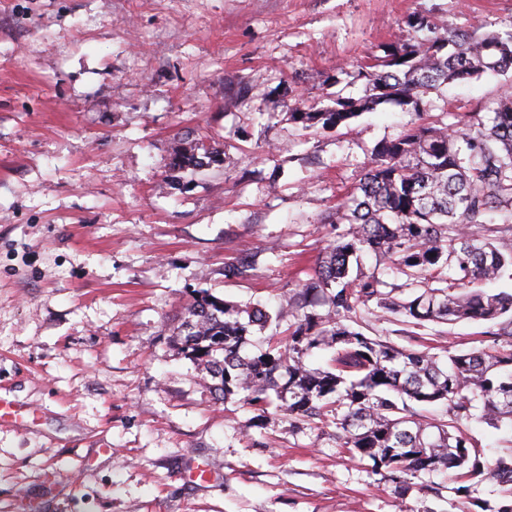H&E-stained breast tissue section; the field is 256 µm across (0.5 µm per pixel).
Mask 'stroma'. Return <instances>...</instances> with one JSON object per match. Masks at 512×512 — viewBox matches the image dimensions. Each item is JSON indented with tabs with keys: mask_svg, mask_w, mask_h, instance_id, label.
<instances>
[{
	"mask_svg": "<svg viewBox=\"0 0 512 512\" xmlns=\"http://www.w3.org/2000/svg\"><path fill=\"white\" fill-rule=\"evenodd\" d=\"M442 30L512 32V0H0V512H497L492 484L395 493L331 429L256 420L175 343L194 293L275 310L312 273L373 148L417 116L378 105L306 131L290 108L364 97L360 67ZM512 70L425 98L455 125ZM205 137L210 168L175 170ZM248 261L249 278L227 277ZM350 325L414 340L376 305ZM486 324H431L432 352L490 350ZM460 428L487 459L512 429Z\"/></svg>",
	"mask_w": 512,
	"mask_h": 512,
	"instance_id": "obj_1",
	"label": "stroma"
}]
</instances>
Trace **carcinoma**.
<instances>
[{"label": "carcinoma", "mask_w": 512, "mask_h": 512, "mask_svg": "<svg viewBox=\"0 0 512 512\" xmlns=\"http://www.w3.org/2000/svg\"><path fill=\"white\" fill-rule=\"evenodd\" d=\"M511 68L512 33L434 31L389 48L360 72L364 97L294 106L288 119L306 130L335 128L383 103L411 106L418 123L374 147L358 184L336 207V223L347 228L323 248L298 296L274 315L295 319L288 336L246 354L252 328L274 316L259 304H231L208 292L193 297L178 332L182 352L224 398L240 397L259 417L274 408L330 421L340 448L371 463L401 496L430 490L423 479L439 470L454 472L458 493L491 483L502 499L498 512H512V446L489 461L458 423L512 425V291L473 287L512 269V97L500 98L490 117L471 113L460 130L427 121L424 97L448 82ZM217 153L200 138L176 153L174 168H203ZM492 214L504 224H489ZM365 252L404 279L399 294L381 289L378 270H361ZM319 302L327 306L323 315L312 310ZM371 302L414 329L487 323L486 334L502 346L443 360L344 323ZM314 348L331 352L326 368L304 363ZM413 402H442L449 420L429 421Z\"/></svg>", "instance_id": "obj_1"}]
</instances>
